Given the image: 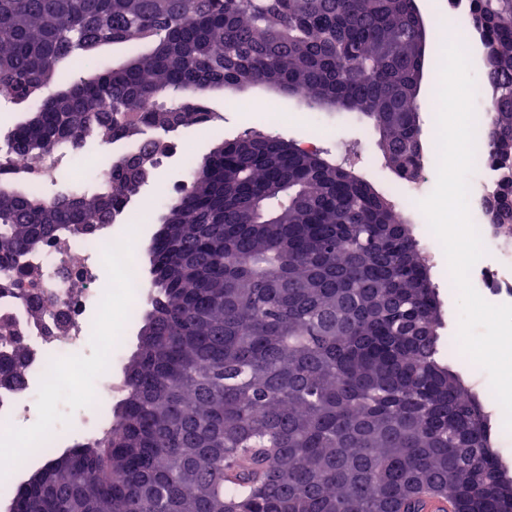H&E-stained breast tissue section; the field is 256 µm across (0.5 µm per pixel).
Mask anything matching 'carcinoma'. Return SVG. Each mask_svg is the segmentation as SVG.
<instances>
[{"instance_id": "1", "label": "carcinoma", "mask_w": 512, "mask_h": 512, "mask_svg": "<svg viewBox=\"0 0 512 512\" xmlns=\"http://www.w3.org/2000/svg\"><path fill=\"white\" fill-rule=\"evenodd\" d=\"M484 33L490 207L512 216V0H471ZM143 47L103 66L102 47ZM412 0H0L5 137L38 157L127 151L92 191L0 180V290L59 224L92 241L155 177L217 90L267 86L357 112L401 176L423 165ZM152 243L151 308L112 423L43 447L9 512H512L492 415L443 360L428 262L349 160L260 125L188 161Z\"/></svg>"}]
</instances>
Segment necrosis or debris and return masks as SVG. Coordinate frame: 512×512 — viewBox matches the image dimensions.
I'll list each match as a JSON object with an SVG mask.
<instances>
[{
  "label": "necrosis or debris",
  "mask_w": 512,
  "mask_h": 512,
  "mask_svg": "<svg viewBox=\"0 0 512 512\" xmlns=\"http://www.w3.org/2000/svg\"><path fill=\"white\" fill-rule=\"evenodd\" d=\"M502 178L498 164L483 157L470 177L469 211L485 248V254L470 273V280L487 301L494 305L512 304V235L488 224L482 203L495 192ZM131 211L120 213L115 224L98 232L100 247L90 246L75 233H60L41 245L30 260L40 266V286L54 297L40 316L30 313L29 302L0 295V317L15 324L14 336L0 337V351L21 350L23 382L18 386L0 385V438L11 436L17 447H24L18 432L31 411L33 394L51 398L57 391L59 375L54 368L64 359L78 365L80 349L90 335H97L107 357L119 352L117 338L124 335L146 296V281L133 254L137 239L117 233L116 224L130 223ZM124 267L112 287H101L96 271L104 258Z\"/></svg>",
  "instance_id": "obj_1"
}]
</instances>
